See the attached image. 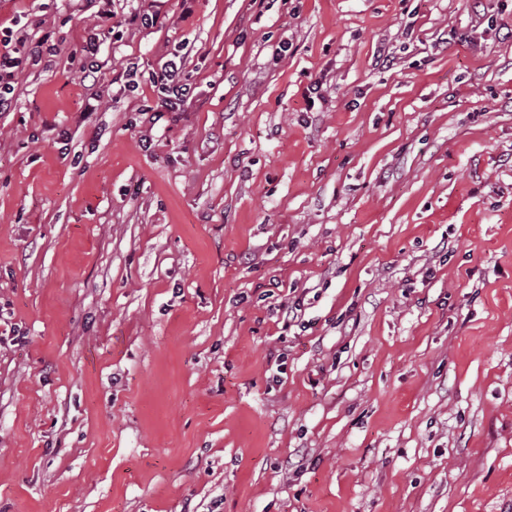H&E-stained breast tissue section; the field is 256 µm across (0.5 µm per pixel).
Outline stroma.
Wrapping results in <instances>:
<instances>
[{
    "label": "stroma",
    "mask_w": 512,
    "mask_h": 512,
    "mask_svg": "<svg viewBox=\"0 0 512 512\" xmlns=\"http://www.w3.org/2000/svg\"><path fill=\"white\" fill-rule=\"evenodd\" d=\"M14 26L0 512H512V0ZM96 35L95 33L88 34V36L72 50V56L74 58L80 56L85 60L80 67V79L83 83H91L89 86H95L100 82L101 71L98 64L93 60L89 62L86 61L88 58H93L98 52L99 45L97 44L98 38ZM154 86L165 95V105L170 109H178L180 105L190 98V86L184 83L180 75V67L173 60L165 65L164 69L153 77Z\"/></svg>",
    "instance_id": "1"
}]
</instances>
